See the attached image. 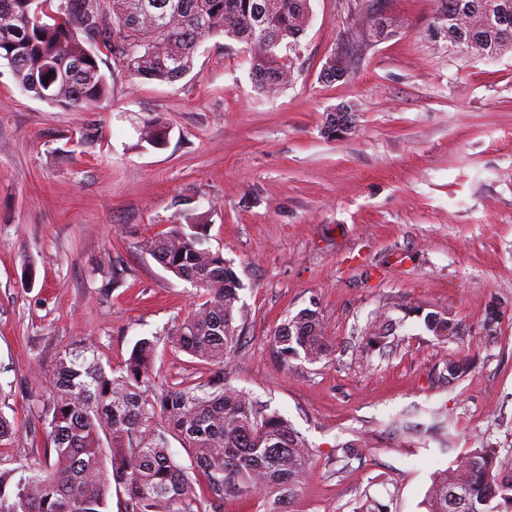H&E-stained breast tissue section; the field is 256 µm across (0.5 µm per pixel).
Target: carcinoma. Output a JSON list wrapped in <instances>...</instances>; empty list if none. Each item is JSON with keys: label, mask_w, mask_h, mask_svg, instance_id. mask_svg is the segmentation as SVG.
Segmentation results:
<instances>
[{"label": "carcinoma", "mask_w": 512, "mask_h": 512, "mask_svg": "<svg viewBox=\"0 0 512 512\" xmlns=\"http://www.w3.org/2000/svg\"><path fill=\"white\" fill-rule=\"evenodd\" d=\"M0 0V60L19 86L73 112H87L109 88L93 47L101 44L134 78L175 83L189 73L201 41L222 34L259 51L250 56L257 90L279 83L300 59L303 19L310 0ZM439 24L448 28V52L482 60L512 53V0H435ZM141 139L159 145L167 129L147 120ZM148 253L173 276L193 284L202 303L169 329L172 346L208 370L223 368L238 349L245 310L244 285L223 256L205 246L198 225H175L152 239ZM423 316L438 340L455 335L441 312ZM392 320H374L363 336L372 351L394 335ZM273 353L285 364L331 355L318 313L306 308L274 334ZM157 341H136L120 375L95 350H65L51 372L46 395L51 418L45 458H0V512H109L112 485L123 488L120 512H219L227 497L273 498L269 512L291 497L314 468L313 451L277 411L224 383L216 374L198 383L158 384L152 366ZM444 379L452 386L474 371L468 356L450 355ZM430 421L392 417L376 436H360L336 448L349 463L373 442L394 448L453 451L448 413L429 411ZM181 441L205 477L208 496L171 454L169 437ZM425 512H512V469L491 445L458 453L436 471L421 502Z\"/></svg>", "instance_id": "obj_1"}]
</instances>
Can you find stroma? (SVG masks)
<instances>
[{"mask_svg":"<svg viewBox=\"0 0 512 512\" xmlns=\"http://www.w3.org/2000/svg\"><path fill=\"white\" fill-rule=\"evenodd\" d=\"M355 3L310 0L298 68L270 93L255 90L242 44L221 35L172 85L130 77L98 49L110 93L91 112L22 93L0 61V414L12 425L0 457L46 447L44 394L65 349L96 347L119 371L138 339L156 336L164 382L207 379L164 338L195 289L145 248L201 213L248 312L224 380L279 411L316 454L279 512H356L368 497L421 512L449 461L436 446L380 444L335 462L338 444L399 413L445 410L458 450L489 444L512 463V54L484 63L430 43L434 0H383L381 38ZM339 50L348 75L323 83ZM340 104L353 127L325 137ZM145 119L166 127L164 144L141 141ZM413 306L447 313L456 337L424 332L405 315ZM305 308L335 351L283 365L271 339ZM382 312L404 324L365 351ZM454 354L477 368L450 386L440 372Z\"/></svg>","mask_w":512,"mask_h":512,"instance_id":"obj_1","label":"stroma"}]
</instances>
